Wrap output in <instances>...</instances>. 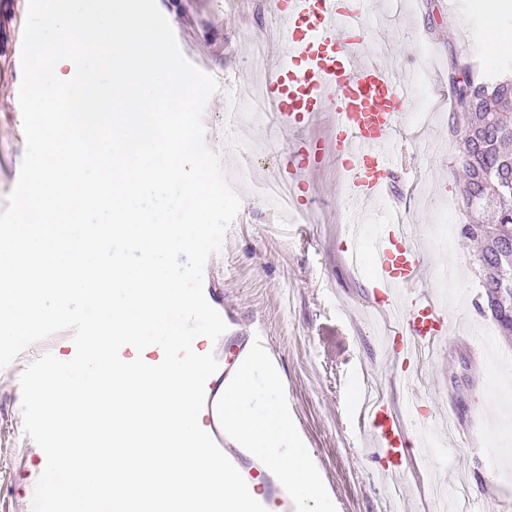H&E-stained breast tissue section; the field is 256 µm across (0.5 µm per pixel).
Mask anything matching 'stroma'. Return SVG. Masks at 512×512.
Listing matches in <instances>:
<instances>
[{
    "label": "stroma",
    "mask_w": 512,
    "mask_h": 512,
    "mask_svg": "<svg viewBox=\"0 0 512 512\" xmlns=\"http://www.w3.org/2000/svg\"><path fill=\"white\" fill-rule=\"evenodd\" d=\"M374 2L385 33L398 45L403 77L416 85V111H433L426 124L411 119L398 133L393 192L385 202L405 207L406 223L429 250L426 280L446 281L452 291L449 312L458 322L429 367L434 384L412 380L408 363L388 354L394 330L376 327L366 276L342 258L352 242L346 234V187L335 159L303 171L305 209L287 214L268 200L265 189L286 177L294 134L280 133L279 151H262L263 138L272 133L264 110L236 126L232 136L224 134L225 94L250 100L257 80L273 65L256 51L259 38L276 32L269 0H157L184 56L221 86L208 99L202 120L209 147L221 155L242 197L203 281L211 306L228 312L236 325L201 345L220 360L254 330L263 332L297 431L320 459L317 469L337 512H435L430 486L455 491L461 475L490 483L480 512H512V466L499 461L500 449H512V413L502 409L512 397V336L474 309L480 293L474 245L435 236L432 229L447 211L455 223L469 221L459 194L460 140L449 132L448 73L466 62L487 77L512 73V58L494 49L495 35H512V0L491 17L481 0H466L469 18L479 24L470 49L464 45L466 20L445 16L441 0H404L394 10L384 0ZM27 14L28 0H0V210L25 153L18 100L22 68L15 51ZM74 351L70 332L61 331L0 369V512H31L30 476L42 463L41 448L23 432L19 376L44 353ZM368 385L399 410L416 399L440 417L456 413L451 466L421 453L408 461L399 489H392L369 456L370 437L362 433L361 397ZM490 388L496 392L492 403L486 400Z\"/></svg>",
    "instance_id": "obj_1"
}]
</instances>
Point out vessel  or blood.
<instances>
[{"label":"vessel or blood","mask_w":512,"mask_h":512,"mask_svg":"<svg viewBox=\"0 0 512 512\" xmlns=\"http://www.w3.org/2000/svg\"><path fill=\"white\" fill-rule=\"evenodd\" d=\"M279 20L275 57L265 99L282 127L305 131L322 112L335 115L331 140L300 137L288 166L289 177L318 167L333 154L345 171L349 200L354 204L384 199L393 178L390 146L410 89L385 50L367 37L370 0L350 7L343 0H271ZM371 257V299L390 306L403 293L405 309L397 341L400 354L420 359L448 333V320L433 290L423 287L427 254L412 239L400 208L383 210ZM408 413L417 425L409 436L385 401L375 402L368 414L374 455L385 472L403 470L413 449L425 448L431 426L418 402ZM248 487L266 512H293L294 503L278 487L275 475L263 465L244 470Z\"/></svg>","instance_id":"vessel-or-blood-1"}]
</instances>
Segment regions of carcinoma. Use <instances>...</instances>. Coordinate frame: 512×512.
<instances>
[{
	"label": "carcinoma",
	"mask_w": 512,
	"mask_h": 512,
	"mask_svg": "<svg viewBox=\"0 0 512 512\" xmlns=\"http://www.w3.org/2000/svg\"><path fill=\"white\" fill-rule=\"evenodd\" d=\"M455 104L465 105V133L460 163L465 179L460 186L463 201L481 199L476 212L492 214V220L460 225V236L478 241L477 255L487 307L503 332H512V297L497 295L502 283L512 282V80L496 83L476 76L464 65L448 73Z\"/></svg>",
	"instance_id": "obj_1"
}]
</instances>
